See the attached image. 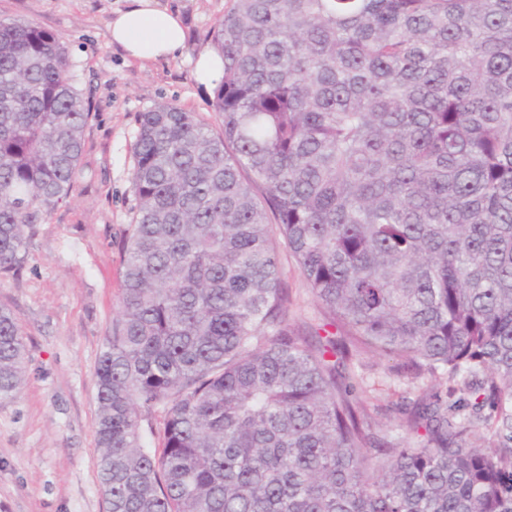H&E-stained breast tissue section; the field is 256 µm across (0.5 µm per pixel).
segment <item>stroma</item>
I'll return each mask as SVG.
<instances>
[{"label":"stroma","instance_id":"stroma-1","mask_svg":"<svg viewBox=\"0 0 512 512\" xmlns=\"http://www.w3.org/2000/svg\"><path fill=\"white\" fill-rule=\"evenodd\" d=\"M178 12L187 39L181 55L133 60L113 43L112 17L127 0H0V19H25L62 35L78 65V87L96 117L85 132L70 198L37 225L20 276H0V305L15 313L26 346L20 392L0 400V512H106L100 491L95 419L96 369L112 329L121 283V239L135 204L133 143L139 113L167 103L221 116L213 89L194 73L229 0H159ZM282 280L291 318L307 328L319 314L288 253ZM394 358L353 357L364 399L386 439L403 440L402 403L419 392L397 378Z\"/></svg>","mask_w":512,"mask_h":512}]
</instances>
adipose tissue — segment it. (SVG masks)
Instances as JSON below:
<instances>
[{"instance_id": "obj_1", "label": "adipose tissue", "mask_w": 512, "mask_h": 512, "mask_svg": "<svg viewBox=\"0 0 512 512\" xmlns=\"http://www.w3.org/2000/svg\"><path fill=\"white\" fill-rule=\"evenodd\" d=\"M113 43L134 59H167L182 53L186 33L179 14L157 0H129L110 23Z\"/></svg>"}]
</instances>
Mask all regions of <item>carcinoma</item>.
Listing matches in <instances>:
<instances>
[{
  "label": "carcinoma",
  "mask_w": 512,
  "mask_h": 512,
  "mask_svg": "<svg viewBox=\"0 0 512 512\" xmlns=\"http://www.w3.org/2000/svg\"><path fill=\"white\" fill-rule=\"evenodd\" d=\"M210 45L219 129L137 118L96 370L107 512H512V0H230ZM91 119L63 36L0 20L1 275ZM353 350L431 376L411 440L365 421ZM24 360L1 305V401ZM280 261L282 280L293 300L291 308L292 321L302 327V329L306 328L308 330V327L316 326L320 323L317 307L287 250H281Z\"/></svg>",
  "instance_id": "obj_1"
}]
</instances>
